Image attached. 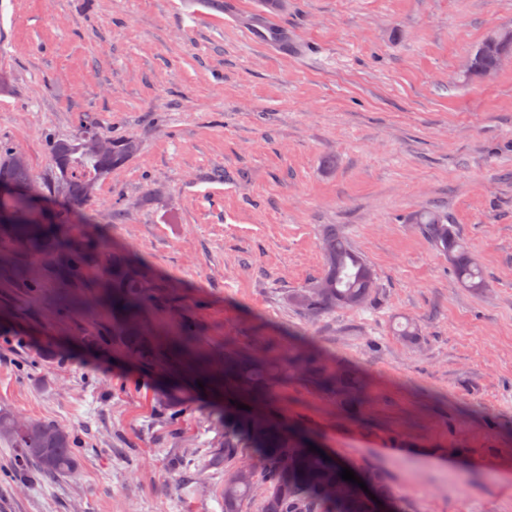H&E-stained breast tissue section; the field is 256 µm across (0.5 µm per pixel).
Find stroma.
Instances as JSON below:
<instances>
[{
    "label": "stroma",
    "mask_w": 512,
    "mask_h": 512,
    "mask_svg": "<svg viewBox=\"0 0 512 512\" xmlns=\"http://www.w3.org/2000/svg\"><path fill=\"white\" fill-rule=\"evenodd\" d=\"M0 0V149L35 186L52 137L81 123L142 150L101 178L82 249L142 271L154 333L190 317L205 346L274 354L276 416L344 467L380 473L412 512H512V61L465 80L466 55L512 28V0ZM286 29L292 57L250 18ZM447 215L489 285L457 281L416 210ZM118 211L102 223L101 211ZM339 225L377 273L360 309L309 318L288 301L324 272ZM56 252L0 237V409L54 423L81 464L45 480L0 438V512H223L210 442L224 399L114 341L106 279L57 275ZM24 265L31 278L12 279ZM416 322L408 342L399 324ZM316 354L366 382L335 392L288 367ZM182 384L191 403L163 406ZM198 474L191 489L189 474Z\"/></svg>",
    "instance_id": "stroma-1"
}]
</instances>
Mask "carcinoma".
I'll use <instances>...</instances> for the list:
<instances>
[{
  "instance_id": "carcinoma-1",
  "label": "carcinoma",
  "mask_w": 512,
  "mask_h": 512,
  "mask_svg": "<svg viewBox=\"0 0 512 512\" xmlns=\"http://www.w3.org/2000/svg\"><path fill=\"white\" fill-rule=\"evenodd\" d=\"M471 69L467 78H480L496 72L512 57V44L499 42L493 31L471 50ZM97 131L83 128L72 139H56L50 147L56 180L53 191L76 204L88 200L96 181L126 164L140 149L139 139L105 137L95 139ZM0 217L8 219L5 234L35 250L56 245L65 249L55 235V226L69 223L65 213L49 218L36 207L31 196L33 179L26 157L10 151L0 158ZM409 220L420 226L436 250L448 257L455 277L466 288L480 291L487 287L483 269L472 259L468 248L448 217L433 209L416 211ZM325 271L323 276L289 295L290 302L310 316L329 310L364 306L378 288L374 268L352 247L347 236L329 224L322 233ZM103 252L77 255L70 266L92 264L101 275L112 279V289L101 300L112 310V318L122 324L119 336L127 349L145 363H164L189 372L204 385L224 392V428L210 442L209 466L224 467V512H243L247 501L261 497L262 512H374V499L393 498L395 493L374 471L364 473L372 496L340 476L342 466L328 456L297 447L284 425L273 417L255 420L251 412L237 408L247 400L262 405L270 399V380L275 364L268 357L253 359L226 350L220 354L197 347L194 324L186 318L162 336L144 330L143 311L146 295L140 273L126 260L102 258ZM297 369L314 375L324 386L347 400L357 401L364 387L346 379L312 358L300 357ZM20 422L11 411H0V437L15 449L16 465L31 468L46 478L73 473L80 455L74 437L57 426L40 420H26L28 426L16 429Z\"/></svg>"
}]
</instances>
